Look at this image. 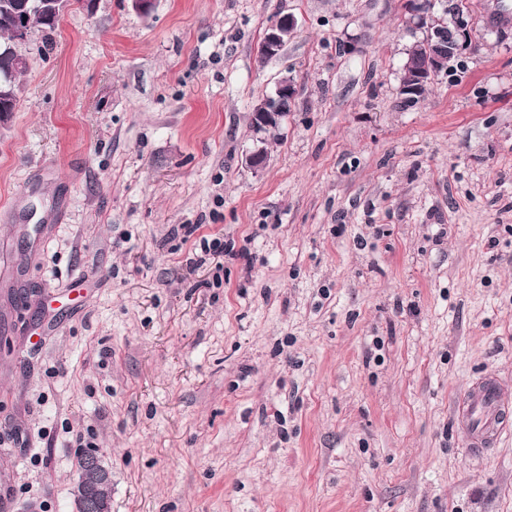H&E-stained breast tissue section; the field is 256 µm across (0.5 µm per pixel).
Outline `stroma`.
I'll use <instances>...</instances> for the list:
<instances>
[{"label": "stroma", "instance_id": "stroma-1", "mask_svg": "<svg viewBox=\"0 0 512 512\" xmlns=\"http://www.w3.org/2000/svg\"><path fill=\"white\" fill-rule=\"evenodd\" d=\"M416 106L404 0H75L0 124V512H512V34ZM297 20L280 55L259 45ZM298 95L266 137L251 109ZM195 232H188V225ZM224 249L202 254L200 239ZM295 29L296 19L293 15L287 13L280 16L268 27L260 45L261 54L264 57L278 56ZM457 412L469 430L472 448H490L512 430L511 406L503 399L494 378L469 387ZM109 475L98 469L97 463H92L89 476L77 478L75 492L92 501V508L95 512H111V500L102 499L95 495L98 487L104 485Z\"/></svg>", "mask_w": 512, "mask_h": 512}]
</instances>
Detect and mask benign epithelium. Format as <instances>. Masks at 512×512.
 Wrapping results in <instances>:
<instances>
[{
    "label": "benign epithelium",
    "instance_id": "1",
    "mask_svg": "<svg viewBox=\"0 0 512 512\" xmlns=\"http://www.w3.org/2000/svg\"><path fill=\"white\" fill-rule=\"evenodd\" d=\"M442 16L435 15L426 4V0H406L405 10L409 21L417 29L427 31V42L433 50L427 54L425 64L416 71L415 83L403 85L400 92L403 96L419 99L420 86L432 82L446 70V65L454 57L462 54L472 43L473 22L470 14L462 11L456 0H441ZM40 14L47 20H56L67 10V0H41L38 4ZM13 35L19 45L32 41L33 35L27 18L26 8L13 14ZM296 29V19L291 14L280 16L272 23L261 42L260 52L265 57L279 55L284 44ZM296 88L293 81L284 77L275 86L272 94L252 107L251 122L254 130L265 133L277 128L294 99ZM267 161L265 148L257 144L245 155V165L254 170H262ZM109 475L98 469L97 464L91 465L90 475L79 478L75 482V492L92 501L94 512H111V501L95 495L98 487L105 484Z\"/></svg>",
    "mask_w": 512,
    "mask_h": 512
}]
</instances>
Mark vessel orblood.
I'll use <instances>...</instances> for the list:
<instances>
[{
	"instance_id": "b4317fda",
	"label": "vessel or blood",
	"mask_w": 512,
	"mask_h": 512,
	"mask_svg": "<svg viewBox=\"0 0 512 512\" xmlns=\"http://www.w3.org/2000/svg\"><path fill=\"white\" fill-rule=\"evenodd\" d=\"M458 415L475 448L492 447L503 434L512 432V403L503 399L498 381L490 377L469 387Z\"/></svg>"
}]
</instances>
